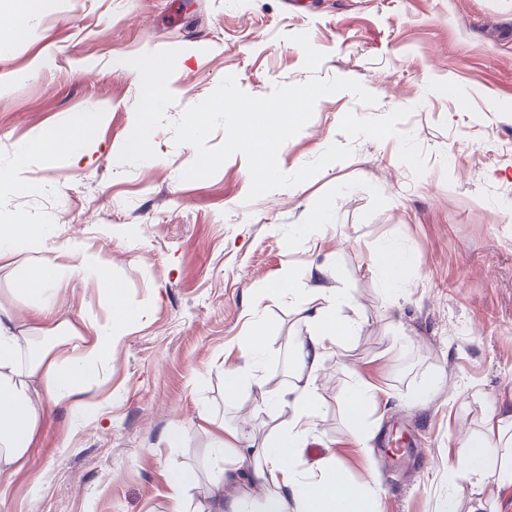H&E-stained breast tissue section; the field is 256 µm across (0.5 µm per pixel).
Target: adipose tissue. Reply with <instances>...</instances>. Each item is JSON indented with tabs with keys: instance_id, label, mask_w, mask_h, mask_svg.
Here are the masks:
<instances>
[{
	"instance_id": "ef3b65f1",
	"label": "adipose tissue",
	"mask_w": 512,
	"mask_h": 512,
	"mask_svg": "<svg viewBox=\"0 0 512 512\" xmlns=\"http://www.w3.org/2000/svg\"><path fill=\"white\" fill-rule=\"evenodd\" d=\"M49 235L46 227L24 221L0 226V260L16 249L36 250ZM94 280L110 296V323L89 326L77 353L61 357L55 347L32 341L13 310L0 309V476L23 470L28 462L47 407L64 403L85 392L102 363L112 355L114 332L126 326L131 312L112 282L108 261L86 257L62 265L51 257L39 258L15 288L20 302L46 298L50 286L61 279ZM342 291L307 289L302 305L310 306L308 328L296 341L297 372L294 396L281 401L288 418L275 435L261 445L246 442L234 427L218 426L213 435L212 465L215 476L205 512H377L374 484H349L335 456L320 458L306 471H298L295 458L308 442L313 419L320 407L316 380L325 359L338 341L357 335L355 322L339 316ZM512 445V411L491 407L485 431L461 436L455 472L475 477L488 497L512 486V452L500 460L490 456V440Z\"/></svg>"
}]
</instances>
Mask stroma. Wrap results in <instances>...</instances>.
<instances>
[{
    "label": "stroma",
    "instance_id": "obj_1",
    "mask_svg": "<svg viewBox=\"0 0 512 512\" xmlns=\"http://www.w3.org/2000/svg\"><path fill=\"white\" fill-rule=\"evenodd\" d=\"M21 22L29 34L17 41ZM169 50L176 102L150 134L154 155L120 163L142 88L128 61ZM229 75L257 97L350 78L376 102L320 98L281 146V170L334 144L351 156L250 202L243 154L183 179L196 151L170 127ZM78 121L82 158L23 155ZM1 167L16 178L0 184V225H45L42 250L63 264L101 255L134 318L87 385L96 416L52 408L26 468L0 478V512H169L168 474L183 467L197 474L185 508L199 512L212 422L262 441L279 416L256 379L283 394L294 382L307 323L288 294L261 293L288 277L343 289L340 313L359 325L318 376L321 409L297 468L335 452L349 481L375 482L379 512H436L450 493L459 512H512V486L489 502L470 478L448 479L454 431L481 434L491 405L512 406V0H31L24 11L0 0ZM322 212L333 222L314 228ZM386 246L406 255L389 294L371 263ZM111 317L95 282L64 279L34 333L66 356ZM255 333L256 377L226 399L225 366L244 363ZM361 379L378 389L368 457L344 406ZM391 438L425 459L420 476L386 463Z\"/></svg>",
    "mask_w": 512,
    "mask_h": 512
}]
</instances>
